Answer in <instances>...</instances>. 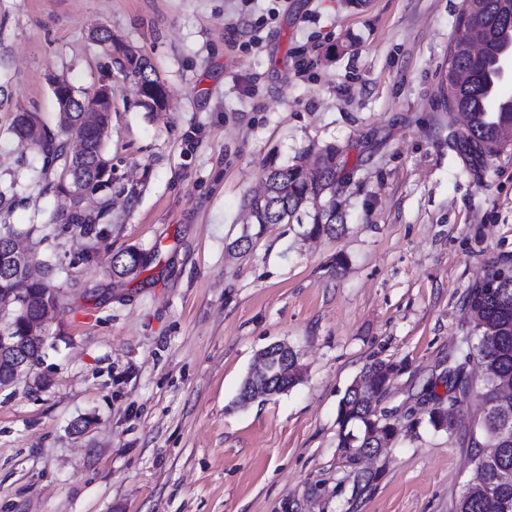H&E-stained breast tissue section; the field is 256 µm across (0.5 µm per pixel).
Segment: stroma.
Masks as SVG:
<instances>
[{
    "mask_svg": "<svg viewBox=\"0 0 512 512\" xmlns=\"http://www.w3.org/2000/svg\"><path fill=\"white\" fill-rule=\"evenodd\" d=\"M462 0H0V224L36 227L64 307L43 388L0 391V512H452L469 448L421 406L461 358L472 289L512 267V147L474 164L448 147V46ZM248 14L251 26L240 25ZM105 25L158 71L162 112L90 38ZM259 39L261 49L251 48ZM305 72H298V65ZM112 85L109 201L94 235L65 208L17 111L56 130L49 78ZM351 174L345 230L305 237L245 205L272 167L326 145ZM249 234V251L233 248ZM148 261L117 282L112 257ZM303 377L239 406L261 350ZM399 365L379 408L397 435L369 467L340 455L345 391Z\"/></svg>",
    "mask_w": 512,
    "mask_h": 512,
    "instance_id": "stroma-1",
    "label": "stroma"
}]
</instances>
